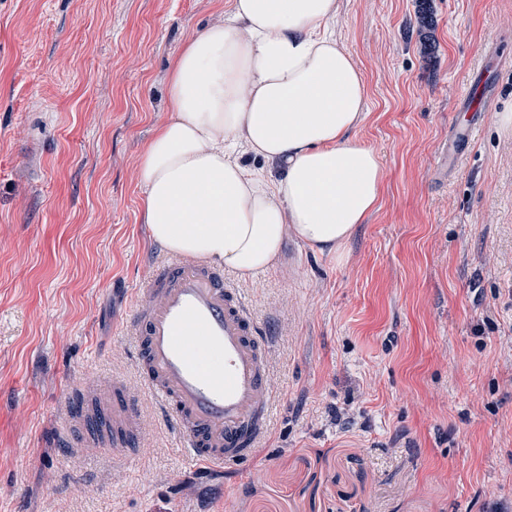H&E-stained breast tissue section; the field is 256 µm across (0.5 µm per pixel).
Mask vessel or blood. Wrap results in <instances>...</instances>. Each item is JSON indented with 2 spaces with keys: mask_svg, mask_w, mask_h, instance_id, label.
<instances>
[{
  "mask_svg": "<svg viewBox=\"0 0 512 512\" xmlns=\"http://www.w3.org/2000/svg\"><path fill=\"white\" fill-rule=\"evenodd\" d=\"M144 384L195 463L223 470L249 462L267 430L270 346L222 269L197 258L162 261L133 307ZM112 441L131 445L137 428L124 383L112 384Z\"/></svg>",
  "mask_w": 512,
  "mask_h": 512,
  "instance_id": "1",
  "label": "vessel or blood"
}]
</instances>
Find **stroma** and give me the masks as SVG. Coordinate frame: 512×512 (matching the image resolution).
I'll use <instances>...</instances> for the list:
<instances>
[{"label":"stroma","instance_id":"1","mask_svg":"<svg viewBox=\"0 0 512 512\" xmlns=\"http://www.w3.org/2000/svg\"><path fill=\"white\" fill-rule=\"evenodd\" d=\"M341 0L384 169L342 258L287 236L236 286L271 349L252 461L202 474L145 392L123 324L163 251L138 160L180 48L228 0H0V512H512V0ZM491 111L456 105L483 49ZM477 120L449 165L454 125ZM127 384L138 444L62 443Z\"/></svg>","mask_w":512,"mask_h":512}]
</instances>
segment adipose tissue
Masks as SVG:
<instances>
[{
	"label": "adipose tissue",
	"mask_w": 512,
	"mask_h": 512,
	"mask_svg": "<svg viewBox=\"0 0 512 512\" xmlns=\"http://www.w3.org/2000/svg\"><path fill=\"white\" fill-rule=\"evenodd\" d=\"M341 0H231L174 59L170 118L139 159L143 221L171 254L249 280L287 232L340 254L376 210L378 154L355 132L367 86L331 34ZM244 145L264 174L232 155Z\"/></svg>",
	"instance_id": "obj_1"
}]
</instances>
